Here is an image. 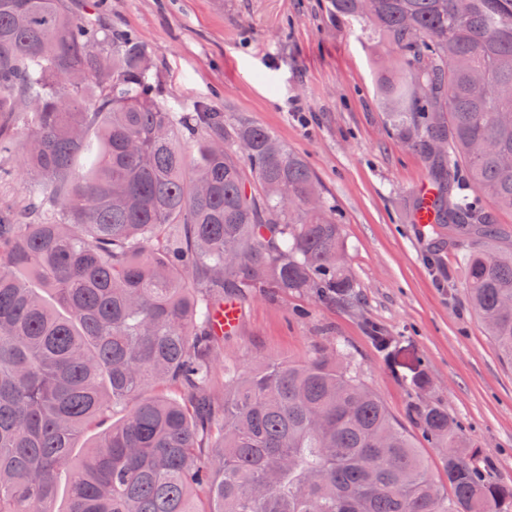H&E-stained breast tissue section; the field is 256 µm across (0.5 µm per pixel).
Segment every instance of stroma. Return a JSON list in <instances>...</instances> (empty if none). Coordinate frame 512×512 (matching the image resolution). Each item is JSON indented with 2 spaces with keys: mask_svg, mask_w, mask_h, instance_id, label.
<instances>
[{
  "mask_svg": "<svg viewBox=\"0 0 512 512\" xmlns=\"http://www.w3.org/2000/svg\"><path fill=\"white\" fill-rule=\"evenodd\" d=\"M114 39L136 37L161 103L177 112L208 101L224 124H258L301 154L336 208L358 291L354 306L259 288L241 303L224 358L249 370L301 363L333 343L412 435L429 475L444 482L447 449L425 441L413 417L436 404L512 483V365L471 309L460 247L430 265L409 202L427 173L391 129L381 86L393 50L359 24L337 19L330 0H71ZM391 338L378 351L368 324ZM425 374L417 385V374Z\"/></svg>",
  "mask_w": 512,
  "mask_h": 512,
  "instance_id": "1",
  "label": "stroma"
}]
</instances>
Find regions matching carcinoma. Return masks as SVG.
Wrapping results in <instances>:
<instances>
[{
    "instance_id": "cac0c4a2",
    "label": "carcinoma",
    "mask_w": 512,
    "mask_h": 512,
    "mask_svg": "<svg viewBox=\"0 0 512 512\" xmlns=\"http://www.w3.org/2000/svg\"><path fill=\"white\" fill-rule=\"evenodd\" d=\"M331 5L398 54L390 125L436 190L419 235L482 241L462 290L511 362L512 247L452 191L462 170L512 210V0ZM147 68L140 42L67 0H0V153L18 149L54 207L0 208V512H512V483L487 478L462 426L418 405L448 449L442 492L339 345L224 361L226 300L271 287L351 304L345 240L299 153L258 125L226 131L208 103L160 104Z\"/></svg>"
}]
</instances>
